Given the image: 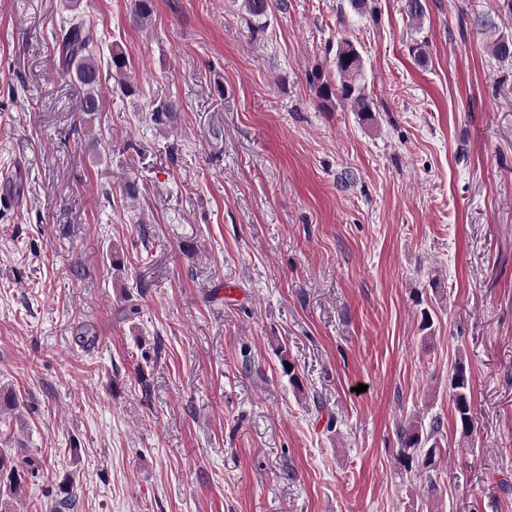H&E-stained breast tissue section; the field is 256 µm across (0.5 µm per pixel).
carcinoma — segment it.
Here are the masks:
<instances>
[{
  "label": "carcinoma",
  "instance_id": "cac0c4a2",
  "mask_svg": "<svg viewBox=\"0 0 512 512\" xmlns=\"http://www.w3.org/2000/svg\"><path fill=\"white\" fill-rule=\"evenodd\" d=\"M246 13L255 20L265 17L272 7L271 0H243ZM402 7L409 22L418 24L425 16L423 0H402ZM69 12L55 35L54 54L57 69L65 77L76 81L82 89L79 112L82 122L90 124L98 112L102 111L103 76L117 82V86L129 97L135 96L138 89L125 80L128 58L123 49L112 47L107 67H101L95 54L98 43L97 30L81 10V0H68L65 4ZM154 12L153 0H136L133 22L145 27ZM336 77L340 96L347 100L355 111L366 120L372 117V108L361 85L363 60L354 44L341 38L336 43ZM178 111L173 101L163 102L152 108V120L158 125L172 121ZM471 372L463 357H458L451 365L448 375V391L454 404L456 426L464 435L473 432L476 416L472 405ZM442 435L441 421L433 419L424 424L420 419L398 427L399 448L397 460L405 470L416 477H425L429 487H434L432 473L437 471L441 448L437 437ZM0 484L14 490L18 484L17 466L0 451ZM76 493L70 483L58 485L54 512H68L74 507Z\"/></svg>",
  "mask_w": 512,
  "mask_h": 512
}]
</instances>
